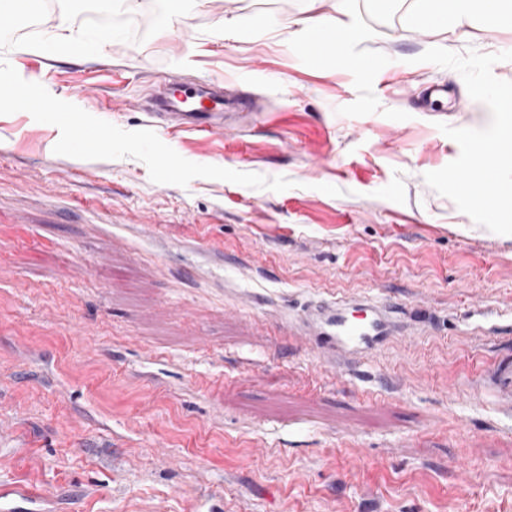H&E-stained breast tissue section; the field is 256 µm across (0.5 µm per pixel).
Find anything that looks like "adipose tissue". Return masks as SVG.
<instances>
[{"instance_id": "ef3b65f1", "label": "adipose tissue", "mask_w": 512, "mask_h": 512, "mask_svg": "<svg viewBox=\"0 0 512 512\" xmlns=\"http://www.w3.org/2000/svg\"><path fill=\"white\" fill-rule=\"evenodd\" d=\"M482 13L512 18V0H418L415 18L445 30L462 27Z\"/></svg>"}]
</instances>
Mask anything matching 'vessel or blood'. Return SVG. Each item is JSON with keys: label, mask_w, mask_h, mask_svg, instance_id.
Returning <instances> with one entry per match:
<instances>
[{"label": "vessel or blood", "mask_w": 512, "mask_h": 512, "mask_svg": "<svg viewBox=\"0 0 512 512\" xmlns=\"http://www.w3.org/2000/svg\"><path fill=\"white\" fill-rule=\"evenodd\" d=\"M155 108L160 115L172 117L187 129L202 134H213L224 126V90L214 84H204L193 89L176 83L170 84L156 98ZM57 118L74 132L81 147L91 149L99 145L97 131L86 123L81 110H61ZM360 308L368 312V319H351L345 303L326 305L319 324L317 343L349 354L380 344L386 335L387 309L368 299L361 301Z\"/></svg>", "instance_id": "vessel-or-blood-1"}]
</instances>
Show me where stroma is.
<instances>
[{
    "label": "stroma",
    "instance_id": "obj_1",
    "mask_svg": "<svg viewBox=\"0 0 512 512\" xmlns=\"http://www.w3.org/2000/svg\"><path fill=\"white\" fill-rule=\"evenodd\" d=\"M337 9L185 0L142 33L32 0L0 30V87L41 101L0 104V485L41 512H512V235L423 179L460 153L440 124L491 114L418 60L512 50V19L438 34L414 0H348L362 37L311 66L296 22ZM205 79L222 131L154 125L164 84ZM366 297L397 308L382 346L330 366L302 319ZM53 39L58 45L65 48L68 53L75 57H82L88 50L87 43L84 41L80 32L75 31L66 13L60 14ZM55 112H58V120L74 132L75 138L81 147L87 150L99 145L100 138L97 131L86 123L81 110L69 109Z\"/></svg>",
    "mask_w": 512,
    "mask_h": 512
}]
</instances>
